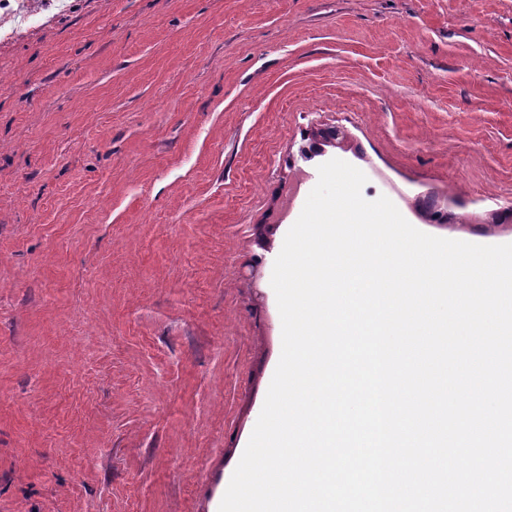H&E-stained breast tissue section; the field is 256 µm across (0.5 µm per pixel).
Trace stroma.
I'll list each match as a JSON object with an SVG mask.
<instances>
[{
  "mask_svg": "<svg viewBox=\"0 0 512 512\" xmlns=\"http://www.w3.org/2000/svg\"><path fill=\"white\" fill-rule=\"evenodd\" d=\"M31 6L0 9V512H213L319 165L512 243V0Z\"/></svg>",
  "mask_w": 512,
  "mask_h": 512,
  "instance_id": "obj_1",
  "label": "stroma"
}]
</instances>
